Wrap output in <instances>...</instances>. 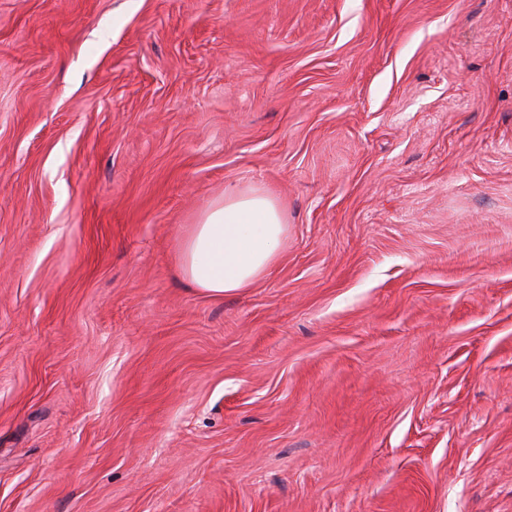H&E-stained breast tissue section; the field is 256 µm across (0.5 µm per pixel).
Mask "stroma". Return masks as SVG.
Wrapping results in <instances>:
<instances>
[{
	"label": "stroma",
	"mask_w": 512,
	"mask_h": 512,
	"mask_svg": "<svg viewBox=\"0 0 512 512\" xmlns=\"http://www.w3.org/2000/svg\"><path fill=\"white\" fill-rule=\"evenodd\" d=\"M0 512H512V0H0ZM287 229L285 211L273 195L260 187L228 186L190 224L179 272L213 298L250 288L280 261Z\"/></svg>",
	"instance_id": "1"
}]
</instances>
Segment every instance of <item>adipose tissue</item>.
<instances>
[{"label": "adipose tissue", "instance_id": "adipose-tissue-1", "mask_svg": "<svg viewBox=\"0 0 512 512\" xmlns=\"http://www.w3.org/2000/svg\"><path fill=\"white\" fill-rule=\"evenodd\" d=\"M287 229L273 195L259 187H226L185 234L179 272L213 298L252 287L279 262Z\"/></svg>", "mask_w": 512, "mask_h": 512}]
</instances>
